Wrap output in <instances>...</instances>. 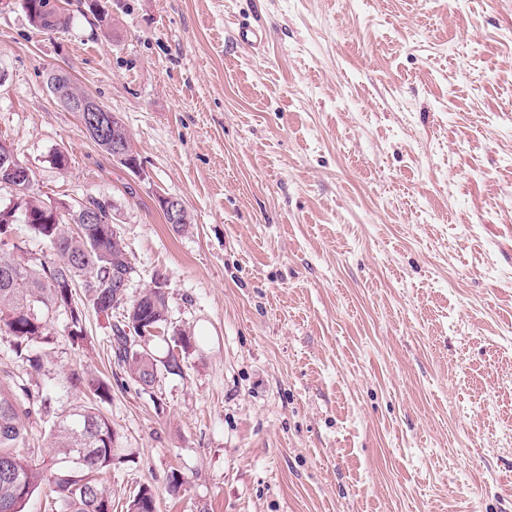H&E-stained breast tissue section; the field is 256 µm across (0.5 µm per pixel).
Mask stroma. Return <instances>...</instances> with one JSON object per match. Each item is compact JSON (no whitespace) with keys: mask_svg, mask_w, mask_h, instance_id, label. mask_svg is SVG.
<instances>
[{"mask_svg":"<svg viewBox=\"0 0 512 512\" xmlns=\"http://www.w3.org/2000/svg\"><path fill=\"white\" fill-rule=\"evenodd\" d=\"M59 4L39 31L0 0V144L44 203H108L132 291L164 277L191 345L140 390L88 306L33 377L0 335V387L65 409L71 372L112 379V512L146 484L158 512H512V0ZM59 69L142 173L51 94ZM103 106V105H102ZM95 99L88 94L77 93L74 98L69 102L68 108L71 112H78L80 118L84 116L82 122L93 133L98 136L104 137L108 131V127H112L109 130L108 137L112 140V153L103 148L100 143L96 142L105 152L112 156V160L116 163L121 162L128 166V168L134 172L142 171L141 164L138 160H132L136 157L133 152L129 134L126 130V140H119L116 136H113V131L119 128L121 121L118 118L117 112H112L111 108L106 109L102 107Z\"/></svg>","mask_w":512,"mask_h":512,"instance_id":"1","label":"stroma"}]
</instances>
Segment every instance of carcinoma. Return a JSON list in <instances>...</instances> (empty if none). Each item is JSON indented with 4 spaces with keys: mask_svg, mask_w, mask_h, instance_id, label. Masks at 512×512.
<instances>
[{
    "mask_svg": "<svg viewBox=\"0 0 512 512\" xmlns=\"http://www.w3.org/2000/svg\"><path fill=\"white\" fill-rule=\"evenodd\" d=\"M48 0H23L32 26L40 31L65 25L59 16L47 23L43 7ZM13 207L0 208V335L10 338L19 361L38 373L43 354L39 343L52 344L49 324L54 314L67 316L72 343L86 340L84 305L100 313L121 312L111 326L110 348L118 365L144 391L152 389L156 376L183 372L181 352L190 345L188 336H168L169 300L166 282L157 276L137 295L112 287V273L132 274L124 240L113 231L112 216L102 211L103 222L81 224L76 217L47 212L46 204L29 194V186L15 188ZM27 224L32 234L50 249L47 259L24 257L25 248L12 241L16 221ZM82 289L85 304L75 300ZM137 321L157 329L143 334ZM167 344L165 360L156 357L149 342ZM71 383L85 391L88 402L55 415L50 439L57 448L59 466L47 475L32 456L18 449L29 446L24 417L39 410L50 413L48 400L27 385L0 390V512H23V507L43 481L52 478L55 503L61 512H112V499L100 476L125 460L118 446V432L102 412L112 396V383L85 372H74ZM128 512H157L150 486H143Z\"/></svg>",
    "mask_w": 512,
    "mask_h": 512,
    "instance_id": "1",
    "label": "carcinoma"
}]
</instances>
